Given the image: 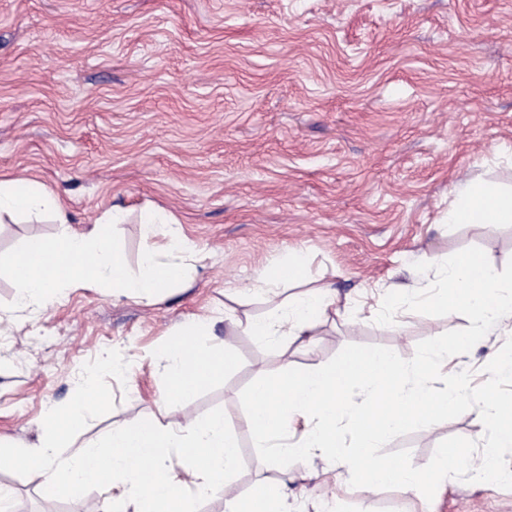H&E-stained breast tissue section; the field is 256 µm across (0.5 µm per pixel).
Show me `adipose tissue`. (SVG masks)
I'll list each match as a JSON object with an SVG mask.
<instances>
[{"label":"adipose tissue","mask_w":512,"mask_h":512,"mask_svg":"<svg viewBox=\"0 0 512 512\" xmlns=\"http://www.w3.org/2000/svg\"><path fill=\"white\" fill-rule=\"evenodd\" d=\"M455 199L445 214L451 224H512V193L498 184L461 173ZM52 212L67 223L65 207L45 185L30 179H0V219ZM335 299L319 289L285 300L271 317L247 322L244 331L270 342L283 336H302L326 316ZM181 339L156 356L167 378L166 398L189 396L224 374V359L206 345L208 324H184ZM94 404L84 401L66 414L49 411L41 421L39 444L15 449L14 454L39 463L38 477L57 491L82 496L96 485H111L112 500L101 512H197L196 504L215 494L217 477L231 478L240 459L239 443L223 414L185 426L158 421H132L112 429L85 446L71 462L57 458L62 428L79 427Z\"/></svg>","instance_id":"obj_1"}]
</instances>
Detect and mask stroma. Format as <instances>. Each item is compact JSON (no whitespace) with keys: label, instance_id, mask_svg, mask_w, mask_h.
<instances>
[{"label":"stroma","instance_id":"1","mask_svg":"<svg viewBox=\"0 0 512 512\" xmlns=\"http://www.w3.org/2000/svg\"><path fill=\"white\" fill-rule=\"evenodd\" d=\"M512 190V0H0V176L38 181L63 202L52 217L0 223V253L29 238L88 233L122 210V253L137 270L143 212L172 215L189 248L187 287L144 304L107 288H71L17 307L0 277V437L35 443L48 408L96 402L63 431L61 454L113 425L186 424L223 414L241 463L200 512L248 503L286 484L291 512H512V490L452 479L433 500L401 488L368 495L326 458L255 466L243 388L283 367L304 369L346 345L405 359L418 342L468 327L398 312L375 323L389 291L422 288L414 265L478 247L512 260V224H448L459 172ZM303 255L301 283L270 292L259 275ZM322 287L336 311L311 335L271 344L243 322ZM195 318L212 323L223 378L162 403L154 355ZM512 325L493 327L448 373L473 384ZM125 362V373L112 360ZM475 411L397 437L425 466L450 436L479 440ZM32 464L0 457L12 512H41Z\"/></svg>","mask_w":512,"mask_h":512}]
</instances>
